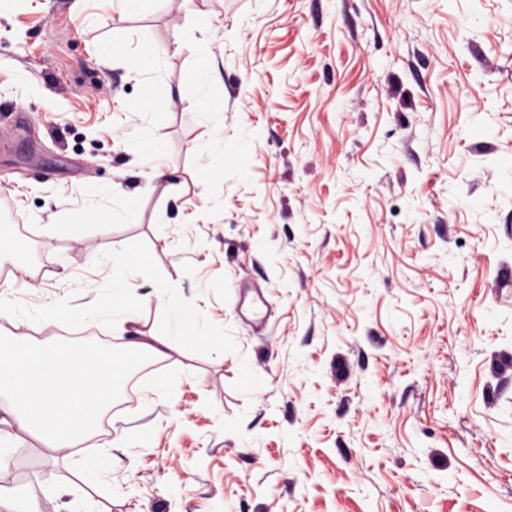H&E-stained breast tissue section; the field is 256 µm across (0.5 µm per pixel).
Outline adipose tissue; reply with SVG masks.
<instances>
[{
	"label": "adipose tissue",
	"mask_w": 512,
	"mask_h": 512,
	"mask_svg": "<svg viewBox=\"0 0 512 512\" xmlns=\"http://www.w3.org/2000/svg\"><path fill=\"white\" fill-rule=\"evenodd\" d=\"M108 288L95 303L74 307L66 293L30 304L15 295L14 283L0 285V320L10 325L0 333V447L30 437L43 448H75L93 431L105 406L116 401L118 386L141 362L169 359L171 343L160 336L135 334L124 355L84 348L80 359L37 342L27 332L35 320H81L96 317L125 327L128 317L115 313L113 302L126 298L136 278L135 264L108 259Z\"/></svg>",
	"instance_id": "adipose-tissue-1"
}]
</instances>
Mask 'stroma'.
I'll return each mask as SVG.
<instances>
[{"instance_id":"1","label":"stroma","mask_w":512,"mask_h":512,"mask_svg":"<svg viewBox=\"0 0 512 512\" xmlns=\"http://www.w3.org/2000/svg\"><path fill=\"white\" fill-rule=\"evenodd\" d=\"M71 6L0 0V194L54 264L24 296L93 302L84 242H111L142 266L131 328L176 347L146 385L182 380L84 441L101 485L28 438L0 487L34 512H512V0ZM111 468V459L107 455L95 459H77V469L83 474L89 484H94Z\"/></svg>"}]
</instances>
